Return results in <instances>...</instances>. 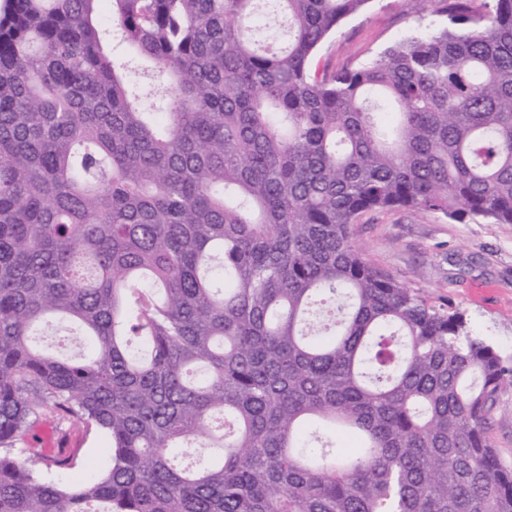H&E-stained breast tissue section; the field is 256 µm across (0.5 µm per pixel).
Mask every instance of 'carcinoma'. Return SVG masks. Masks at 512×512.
Wrapping results in <instances>:
<instances>
[{
  "instance_id": "carcinoma-1",
  "label": "carcinoma",
  "mask_w": 512,
  "mask_h": 512,
  "mask_svg": "<svg viewBox=\"0 0 512 512\" xmlns=\"http://www.w3.org/2000/svg\"><path fill=\"white\" fill-rule=\"evenodd\" d=\"M99 2L0 0V512H512V369L353 241L512 224V0H428L446 23L340 70L370 0ZM59 325L88 355L35 349ZM41 413L109 468L56 483ZM488 435L501 461L512 466V387L500 391L491 411ZM42 443V448L51 446L58 438H66L67 448L76 451L75 466L55 477L61 483H74L105 467L108 461L109 438L94 425L86 427L80 423L63 421L58 426L51 420H43L33 431ZM50 445V446H49Z\"/></svg>"
}]
</instances>
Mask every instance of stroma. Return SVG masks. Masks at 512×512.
Segmentation results:
<instances>
[{"label": "stroma", "instance_id": "stroma-1", "mask_svg": "<svg viewBox=\"0 0 512 512\" xmlns=\"http://www.w3.org/2000/svg\"><path fill=\"white\" fill-rule=\"evenodd\" d=\"M431 7L412 0H371L344 20L321 47L330 67H355L388 46L440 23ZM355 244L368 261L436 306L464 312L473 334L486 338L512 368V224H465L436 213L370 211L354 226ZM34 436L48 446L65 438L76 453L72 469L60 475L74 483L105 467L109 438L94 426L40 421ZM489 438L502 462L512 466V387L500 391L491 412Z\"/></svg>", "mask_w": 512, "mask_h": 512}]
</instances>
